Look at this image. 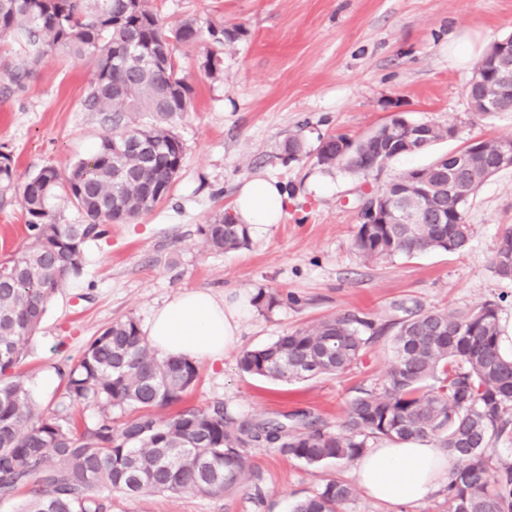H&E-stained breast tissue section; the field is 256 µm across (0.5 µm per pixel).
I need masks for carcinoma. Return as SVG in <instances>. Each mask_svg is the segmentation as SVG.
Segmentation results:
<instances>
[{
    "instance_id": "carcinoma-1",
    "label": "carcinoma",
    "mask_w": 512,
    "mask_h": 512,
    "mask_svg": "<svg viewBox=\"0 0 512 512\" xmlns=\"http://www.w3.org/2000/svg\"><path fill=\"white\" fill-rule=\"evenodd\" d=\"M205 32L227 46L243 28L210 24L204 30L194 19L167 28L149 0H0V41L21 38L28 46L21 67L0 59L4 92L22 89L50 53L91 55L97 72L85 103L111 129L64 179L46 165L17 187L15 160L0 152V204L18 201L29 230L27 244L0 260V499L26 489L32 498L24 512H111L114 491L222 496L253 476L250 449L263 444L318 467L356 461L370 438H437L452 460L446 512H512V463L494 465L490 448L492 438L512 427V355L501 350L493 301L457 312L406 310L381 388L354 398L335 430L307 410L234 418L221 402L157 416L156 410L184 399L198 366L186 357L158 355L132 317L113 322L75 365L58 370L64 392L52 408L39 409L26 381L14 374L48 304L82 274L84 247L103 238L106 225L152 210L177 178L184 146L176 126L191 109L194 89L178 73L175 52L198 43ZM130 138L150 152L125 150ZM496 146L483 140L476 156L469 146L455 151L468 164L451 195L444 187L451 158L440 156L396 178L406 190V205L441 208L448 223L361 224L355 247L367 259L466 251L473 236L466 206L499 173L492 164ZM395 157L396 145L387 138L370 143L342 135L329 137L317 153L326 171L365 177ZM59 197L88 223H60L53 204ZM197 232L216 251L236 249L249 237L248 228L226 213ZM492 266L500 279L512 281V228L499 238ZM378 333L356 314L329 316L243 351L238 366L283 383L337 374ZM81 402L101 410L95 426L82 432L69 408ZM127 407L140 414L114 425L112 411ZM355 496L353 485L328 478L293 512H348Z\"/></svg>"
}]
</instances>
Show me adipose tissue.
Returning a JSON list of instances; mask_svg holds the SVG:
<instances>
[{"label": "adipose tissue", "mask_w": 512, "mask_h": 512, "mask_svg": "<svg viewBox=\"0 0 512 512\" xmlns=\"http://www.w3.org/2000/svg\"><path fill=\"white\" fill-rule=\"evenodd\" d=\"M287 205L279 183L257 178L240 187L232 216L250 227L276 224ZM244 316L240 302L219 300L204 290L184 291L156 311L146 336L160 355L220 361L236 345ZM447 472L446 453L425 440L380 441L353 470L369 497L393 508L426 499Z\"/></svg>", "instance_id": "1"}]
</instances>
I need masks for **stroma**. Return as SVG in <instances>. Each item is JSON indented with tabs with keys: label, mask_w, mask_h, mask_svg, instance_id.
I'll use <instances>...</instances> for the list:
<instances>
[{
	"label": "stroma",
	"mask_w": 512,
	"mask_h": 512,
	"mask_svg": "<svg viewBox=\"0 0 512 512\" xmlns=\"http://www.w3.org/2000/svg\"><path fill=\"white\" fill-rule=\"evenodd\" d=\"M166 27L239 24L245 34L218 51L220 72L203 63L211 40L177 49L178 68L194 88L193 108L177 127L185 159L169 197L81 255L83 273L54 297L18 371L39 408L62 393L59 367L72 364L113 321L147 325L176 294L209 290L247 305L237 344L222 365L199 361L183 405L223 403L234 416L314 411L341 424L361 390L381 386L392 365L399 303L459 311L493 300L503 335L512 336V282L491 268L496 243L512 227V169L487 180L466 211L473 227L460 254L425 251L365 259L354 247L364 193L404 171L429 165L467 141L512 138V112L473 114L466 86L488 48L512 34V0H151ZM96 76L92 56L50 55L27 90L0 92V148L11 152L17 184L38 169L60 172L106 135L84 100ZM401 113L415 123L454 124L456 138L389 161L363 178L318 165L320 143L359 140ZM303 150L288 160L285 140ZM276 179L288 193L280 223L253 231L236 250L217 252L197 234L228 213L247 180ZM276 306L254 304L258 291ZM354 312L380 333L360 360L340 374L273 383L242 372L239 354L325 316ZM253 477L210 497L192 491L112 496V512H291L328 477L352 481L353 464L311 467L278 448L252 449Z\"/></svg>",
	"instance_id": "obj_1"
}]
</instances>
